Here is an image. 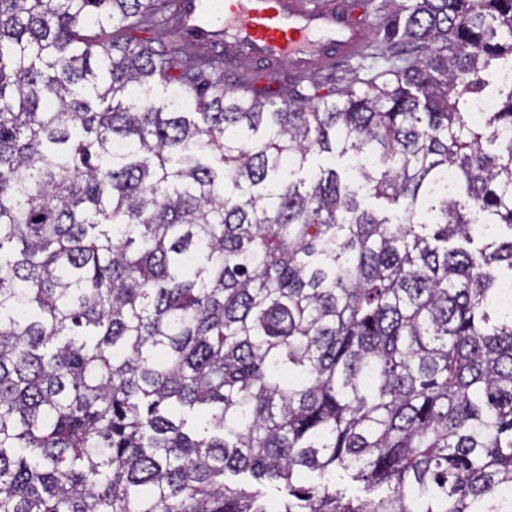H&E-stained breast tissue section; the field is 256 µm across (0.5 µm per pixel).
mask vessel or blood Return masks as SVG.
Wrapping results in <instances>:
<instances>
[{"instance_id":"obj_1","label":"vessel or blood","mask_w":512,"mask_h":512,"mask_svg":"<svg viewBox=\"0 0 512 512\" xmlns=\"http://www.w3.org/2000/svg\"><path fill=\"white\" fill-rule=\"evenodd\" d=\"M186 27L224 35L226 64L289 62L309 71L338 57H354L365 29L344 0L310 8L301 0H186Z\"/></svg>"}]
</instances>
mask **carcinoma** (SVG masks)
<instances>
[{
  "instance_id": "1",
  "label": "carcinoma",
  "mask_w": 512,
  "mask_h": 512,
  "mask_svg": "<svg viewBox=\"0 0 512 512\" xmlns=\"http://www.w3.org/2000/svg\"><path fill=\"white\" fill-rule=\"evenodd\" d=\"M184 2L0 0V512H512V0L276 89Z\"/></svg>"
}]
</instances>
